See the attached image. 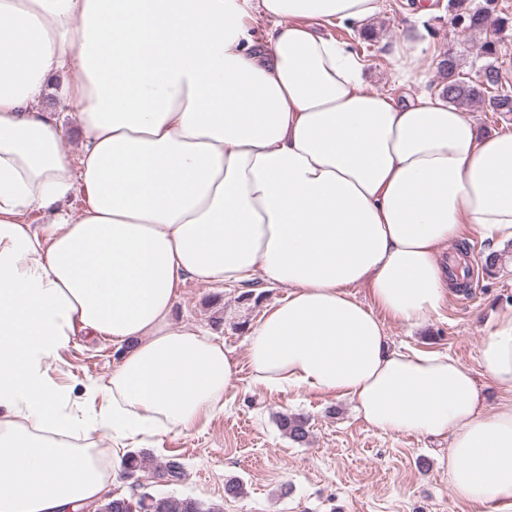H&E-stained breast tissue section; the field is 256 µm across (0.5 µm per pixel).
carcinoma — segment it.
Returning <instances> with one entry per match:
<instances>
[{"mask_svg":"<svg viewBox=\"0 0 512 512\" xmlns=\"http://www.w3.org/2000/svg\"><path fill=\"white\" fill-rule=\"evenodd\" d=\"M448 10L452 21L463 31L480 33L487 28L495 11V0H485L479 7H471L468 0H448ZM438 70L443 75L439 86L440 95L455 105L474 106L490 112L509 114L512 112V90L503 86L499 69L486 64L478 79L473 81L459 72L457 60L447 56L438 62ZM279 427L295 443L308 439V420L300 416L283 414L279 417ZM100 512H205L198 502L192 499H176L167 496L142 497L134 502L124 496L114 495L112 500L100 507Z\"/></svg>","mask_w":512,"mask_h":512,"instance_id":"obj_1","label":"carcinoma"}]
</instances>
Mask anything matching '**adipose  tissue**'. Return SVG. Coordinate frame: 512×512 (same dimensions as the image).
<instances>
[{"mask_svg": "<svg viewBox=\"0 0 512 512\" xmlns=\"http://www.w3.org/2000/svg\"><path fill=\"white\" fill-rule=\"evenodd\" d=\"M381 5L255 0L259 36L235 0H0V512H73L126 445L223 413L238 360L173 309L186 282L257 279L288 293L246 337L251 384L447 440L456 495L512 512V401L486 413L472 368L385 329L440 313L439 258L464 232L512 243V131L480 134L426 91L418 29L383 52L407 95L369 91L322 30ZM56 112L76 117L78 158ZM79 333L122 355L76 397L49 368ZM479 364L512 393V311Z\"/></svg>", "mask_w": 512, "mask_h": 512, "instance_id": "1", "label": "adipose tissue"}]
</instances>
